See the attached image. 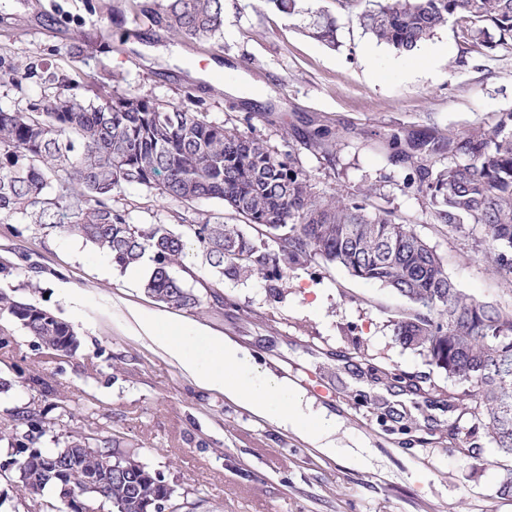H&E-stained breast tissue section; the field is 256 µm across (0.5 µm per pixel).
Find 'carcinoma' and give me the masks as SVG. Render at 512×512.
Listing matches in <instances>:
<instances>
[{
    "label": "carcinoma",
    "instance_id": "1",
    "mask_svg": "<svg viewBox=\"0 0 512 512\" xmlns=\"http://www.w3.org/2000/svg\"><path fill=\"white\" fill-rule=\"evenodd\" d=\"M279 12L310 14L308 34L338 46L336 20L306 9L301 0H265ZM137 15L184 40L213 39L224 27V0H130ZM363 31L401 53H410L443 27L460 22L459 38L486 49L512 42V0H343ZM0 71L24 91L32 75L21 58L1 57ZM56 90L23 109L0 108V223L31 219L77 235L112 257L122 269L145 256L154 264L145 289L170 307L201 305L187 280L200 283L213 305L224 298V279L262 278L277 287L311 266H337L351 277L389 288L409 307L395 321L403 345L453 380L459 391L441 393L427 378L374 367V380L403 384L424 402L450 410L473 402L486 437L512 458V307L481 301L461 290L437 251L408 224L383 210L366 214V203L313 192L310 176L265 142L210 122L149 93L109 95L94 105L78 99L76 70L52 75ZM328 131L303 138L306 148L328 151ZM390 158L414 167L418 190L437 224L473 237L474 253L512 284V112L495 124L448 139L432 133L389 135ZM448 154V162L434 156ZM141 186L182 209L173 224H131L126 209L112 204L126 188ZM221 199L244 219L227 224L196 209ZM203 249L214 280L184 264L186 250ZM0 312L34 336L51 358L70 356L73 328L37 303L0 292ZM37 413L17 411L5 436L18 481L39 499L38 512H69L59 497L63 483L88 479L100 489L98 512H144L174 490L136 459L109 468L117 456L108 441L77 432L62 448L37 446Z\"/></svg>",
    "mask_w": 512,
    "mask_h": 512
}]
</instances>
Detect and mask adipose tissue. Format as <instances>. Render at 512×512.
<instances>
[{
	"mask_svg": "<svg viewBox=\"0 0 512 512\" xmlns=\"http://www.w3.org/2000/svg\"><path fill=\"white\" fill-rule=\"evenodd\" d=\"M134 318L146 336L196 381L224 392L258 416L306 434L314 442L335 433V420L312 412L294 390L263 371L239 346L212 336L207 342V354L202 357L194 349L196 329L143 312L135 313Z\"/></svg>",
	"mask_w": 512,
	"mask_h": 512,
	"instance_id": "obj_1",
	"label": "adipose tissue"
}]
</instances>
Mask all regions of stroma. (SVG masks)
Returning <instances> with one entry per match:
<instances>
[{
  "label": "stroma",
  "mask_w": 512,
  "mask_h": 512,
  "mask_svg": "<svg viewBox=\"0 0 512 512\" xmlns=\"http://www.w3.org/2000/svg\"><path fill=\"white\" fill-rule=\"evenodd\" d=\"M125 0H0V54L34 67L16 92L0 79V107H26L51 92L45 78L85 72V101L96 93L148 92L158 101L237 129L280 151L302 134L330 129L332 155L299 148L296 158L319 195L365 199L409 224L443 258L449 276L477 299L507 306L512 286L477 261L470 238L434 224L424 197L392 162L394 131L460 136L512 111V47L464 45L456 22L413 54L365 33L336 0H314L334 17L338 48L310 37L307 15H288L264 0H224L221 38L205 55L125 10ZM119 7L109 19L107 7ZM133 224L172 223V204L129 187ZM0 290L33 301L70 324L80 346L46 357L34 336L0 314L9 338L0 346V432L16 409L40 413L42 448H60L78 431L113 441L160 472L197 512H512L501 493L505 461L468 410L425 405L400 387L374 382L370 364L455 383L396 340L393 320L408 302L338 267L300 269L271 290L260 278L225 280L224 308L202 295L186 312L145 293L134 270H120L82 238L26 220L0 223ZM142 309L199 327L249 351L263 370L335 419V454L299 432L259 417L189 377L139 330ZM42 376L47 389L28 377ZM71 415L58 419L55 404Z\"/></svg>",
  "instance_id": "35a3bbf8"
}]
</instances>
